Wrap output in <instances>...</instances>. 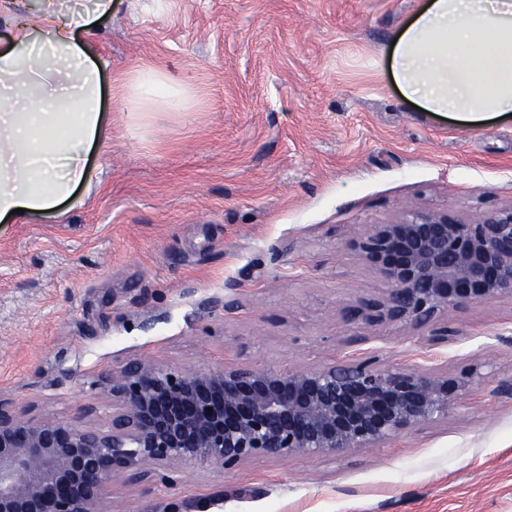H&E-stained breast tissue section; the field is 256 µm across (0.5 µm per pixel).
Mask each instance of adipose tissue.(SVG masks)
Instances as JSON below:
<instances>
[{
	"label": "adipose tissue",
	"mask_w": 512,
	"mask_h": 512,
	"mask_svg": "<svg viewBox=\"0 0 512 512\" xmlns=\"http://www.w3.org/2000/svg\"><path fill=\"white\" fill-rule=\"evenodd\" d=\"M112 0H0V222L54 215L90 183L85 155L103 134L104 62L80 41ZM403 98L474 123L512 112V0H425L387 46Z\"/></svg>",
	"instance_id": "obj_1"
}]
</instances>
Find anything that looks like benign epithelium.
Masks as SVG:
<instances>
[{"label":"benign epithelium","mask_w":512,"mask_h":512,"mask_svg":"<svg viewBox=\"0 0 512 512\" xmlns=\"http://www.w3.org/2000/svg\"><path fill=\"white\" fill-rule=\"evenodd\" d=\"M350 246L388 285L384 299L347 311L356 326L417 329L472 303L512 299V207L474 221L407 210ZM106 385L105 429L26 419L0 397V512H105L106 489L129 473L172 481L187 466L232 470L258 456L377 448L448 418L471 379L384 366L374 355L189 373L134 359Z\"/></svg>","instance_id":"benign-epithelium-1"}]
</instances>
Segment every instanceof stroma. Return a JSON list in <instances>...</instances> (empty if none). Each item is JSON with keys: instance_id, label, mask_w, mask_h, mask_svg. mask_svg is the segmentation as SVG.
Listing matches in <instances>:
<instances>
[{"instance_id": "1", "label": "stroma", "mask_w": 512, "mask_h": 512, "mask_svg": "<svg viewBox=\"0 0 512 512\" xmlns=\"http://www.w3.org/2000/svg\"><path fill=\"white\" fill-rule=\"evenodd\" d=\"M422 0H112L92 180L56 217L0 223V396L104 425V377L341 363L472 376L447 419L335 457L113 484L107 512H512V299L403 335L347 308L384 282L350 240L404 209L512 207V113L463 125L394 84L385 49ZM146 70L180 104L138 93ZM445 330L446 344L430 343Z\"/></svg>"}]
</instances>
